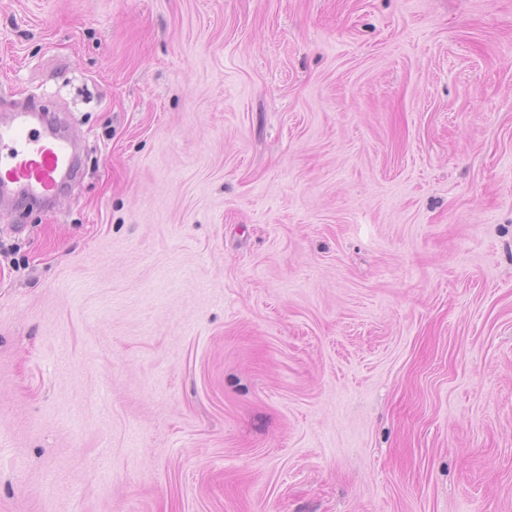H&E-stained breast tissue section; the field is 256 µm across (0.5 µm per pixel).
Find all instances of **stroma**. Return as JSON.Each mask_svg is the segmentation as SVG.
Instances as JSON below:
<instances>
[{
	"label": "stroma",
	"instance_id": "35a3bbf8",
	"mask_svg": "<svg viewBox=\"0 0 512 512\" xmlns=\"http://www.w3.org/2000/svg\"><path fill=\"white\" fill-rule=\"evenodd\" d=\"M29 99L0 512H512V0H0ZM77 163L76 146L44 113L33 107L11 112L0 121V206H13L11 186L21 188L28 198L55 194Z\"/></svg>",
	"mask_w": 512,
	"mask_h": 512
}]
</instances>
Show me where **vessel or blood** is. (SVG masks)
I'll list each match as a JSON object with an SVG mask.
<instances>
[{
	"instance_id": "obj_1",
	"label": "vessel or blood",
	"mask_w": 512,
	"mask_h": 512,
	"mask_svg": "<svg viewBox=\"0 0 512 512\" xmlns=\"http://www.w3.org/2000/svg\"><path fill=\"white\" fill-rule=\"evenodd\" d=\"M73 142L54 122L32 107L11 112L0 120V206H13V188L27 197L56 193L77 167Z\"/></svg>"
}]
</instances>
